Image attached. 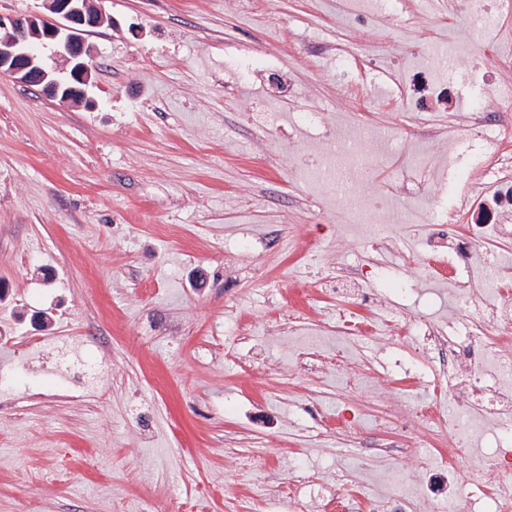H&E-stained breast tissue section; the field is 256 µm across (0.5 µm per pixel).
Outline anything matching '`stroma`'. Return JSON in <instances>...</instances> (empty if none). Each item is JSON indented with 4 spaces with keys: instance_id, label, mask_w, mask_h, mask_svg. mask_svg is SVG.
Here are the masks:
<instances>
[{
    "instance_id": "35a3bbf8",
    "label": "stroma",
    "mask_w": 512,
    "mask_h": 512,
    "mask_svg": "<svg viewBox=\"0 0 512 512\" xmlns=\"http://www.w3.org/2000/svg\"><path fill=\"white\" fill-rule=\"evenodd\" d=\"M97 2L93 107L0 75V512H370L404 484L443 507L448 435L415 412L453 407L448 357L413 326L459 329L454 288L427 263L377 277L293 115L390 134L356 145L363 194L425 170L392 198L420 254L435 204L482 188L487 147L449 111L512 76L436 62L470 41L448 0ZM424 82L428 112L399 97ZM362 292L375 334L351 340ZM336 328L344 336L360 337L370 336L371 325L361 313L339 312L336 318Z\"/></svg>"
}]
</instances>
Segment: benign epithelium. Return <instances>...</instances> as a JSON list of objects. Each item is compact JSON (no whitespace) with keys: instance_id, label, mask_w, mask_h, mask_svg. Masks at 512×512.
<instances>
[{"instance_id":"obj_1","label":"benign epithelium","mask_w":512,"mask_h":512,"mask_svg":"<svg viewBox=\"0 0 512 512\" xmlns=\"http://www.w3.org/2000/svg\"><path fill=\"white\" fill-rule=\"evenodd\" d=\"M44 6L46 15L0 14V75L37 88L45 98L91 105L86 86L96 72V64L82 34L102 26L106 16L94 0H44ZM43 41L61 47L72 65V81L53 78L31 51L33 43Z\"/></svg>"}]
</instances>
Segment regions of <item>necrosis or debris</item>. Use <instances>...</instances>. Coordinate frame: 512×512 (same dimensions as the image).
I'll return each mask as SVG.
<instances>
[{"mask_svg":"<svg viewBox=\"0 0 512 512\" xmlns=\"http://www.w3.org/2000/svg\"><path fill=\"white\" fill-rule=\"evenodd\" d=\"M494 110L512 112V100L501 99L493 106L474 102L457 117L461 131L489 142L492 149L481 174L487 199L478 207L461 200L439 209L435 228L426 239L427 254L447 255L451 271L469 263L480 244L512 235V128L491 121ZM299 121L317 126L320 141L332 148L315 170L316 180L328 191L351 193L369 182V164L360 161L340 168L335 163L336 153L354 149L348 136L323 122L316 112L300 113ZM490 265L498 274V304L493 312L473 301L470 284L464 281L459 296L467 314L462 339L447 338L427 322L418 324L417 332L460 355L464 376L452 386L460 416H471L476 410L496 416L497 446L485 459L493 481L487 497L492 512H512V272L495 259Z\"/></svg>","mask_w":512,"mask_h":512,"instance_id":"necrosis-or-debris-1","label":"necrosis or debris"}]
</instances>
